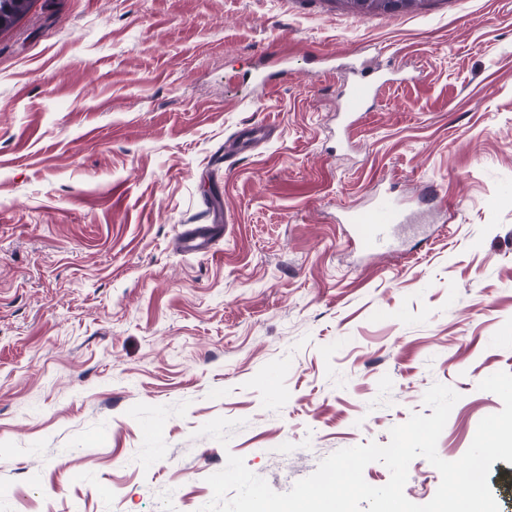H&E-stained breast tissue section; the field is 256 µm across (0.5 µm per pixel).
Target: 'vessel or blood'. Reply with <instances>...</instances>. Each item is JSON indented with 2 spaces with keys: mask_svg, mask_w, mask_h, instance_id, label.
Masks as SVG:
<instances>
[{
  "mask_svg": "<svg viewBox=\"0 0 512 512\" xmlns=\"http://www.w3.org/2000/svg\"><path fill=\"white\" fill-rule=\"evenodd\" d=\"M372 95L370 81H355L349 85L344 101L345 116L349 122H357L362 106ZM345 221L361 245L379 251L385 248L393 229L402 224L403 212L388 195L381 194L370 206L350 209ZM215 230L212 224L195 225L179 238L178 245L189 253L209 251Z\"/></svg>",
  "mask_w": 512,
  "mask_h": 512,
  "instance_id": "b4317fda",
  "label": "vessel or blood"
}]
</instances>
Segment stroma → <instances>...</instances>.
Wrapping results in <instances>:
<instances>
[{"label":"stroma","mask_w":512,"mask_h":512,"mask_svg":"<svg viewBox=\"0 0 512 512\" xmlns=\"http://www.w3.org/2000/svg\"><path fill=\"white\" fill-rule=\"evenodd\" d=\"M354 55L379 89L348 128ZM385 189L408 225L371 255L344 216ZM215 203L213 252H179ZM499 371L512 0H31L0 30V512H199L231 454L284 493L436 383L454 461ZM440 480L416 458L404 494Z\"/></svg>","instance_id":"1"}]
</instances>
